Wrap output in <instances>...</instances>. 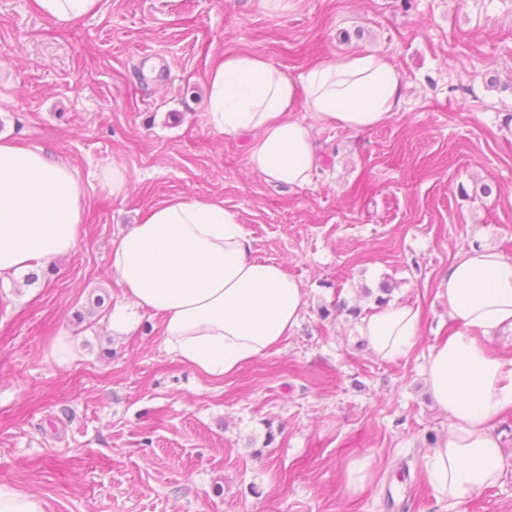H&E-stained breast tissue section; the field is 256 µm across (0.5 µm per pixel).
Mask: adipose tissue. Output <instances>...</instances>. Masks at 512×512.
Masks as SVG:
<instances>
[{"label": "adipose tissue", "mask_w": 512, "mask_h": 512, "mask_svg": "<svg viewBox=\"0 0 512 512\" xmlns=\"http://www.w3.org/2000/svg\"><path fill=\"white\" fill-rule=\"evenodd\" d=\"M101 0H35L60 25L100 9ZM209 126L246 137L250 171L273 186L304 189L320 166L315 128L372 129L401 111L405 84L384 55L322 56L300 77L250 52L220 56L207 72ZM86 199L76 170L44 148L0 137V277L71 254ZM111 269L123 288L114 333L140 312L163 315L164 350L221 379L280 348L297 326L307 292L277 262L257 257L236 213L217 197L179 196L147 211L112 240ZM437 296L457 324L435 345L424 382L448 416L423 464L438 501L461 505L504 470L494 422L512 407V356L485 338L512 330V257L480 244L462 248ZM360 336L382 361L407 357L421 336L419 306L394 302L361 318Z\"/></svg>", "instance_id": "ef3b65f1"}]
</instances>
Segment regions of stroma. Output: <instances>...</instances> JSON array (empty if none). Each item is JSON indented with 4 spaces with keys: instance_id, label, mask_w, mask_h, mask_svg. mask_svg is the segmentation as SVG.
<instances>
[{
    "instance_id": "35a3bbf8",
    "label": "stroma",
    "mask_w": 512,
    "mask_h": 512,
    "mask_svg": "<svg viewBox=\"0 0 512 512\" xmlns=\"http://www.w3.org/2000/svg\"><path fill=\"white\" fill-rule=\"evenodd\" d=\"M350 50L387 56L405 103L371 130L318 129L311 187L265 183L243 139L209 126L224 53L297 76ZM0 135L70 164L87 201L70 255L27 288L0 279V483L46 512H447L422 469L448 430L422 366L451 329L435 295L457 252L512 256V0H102L69 26L0 0ZM115 163L120 198L102 182ZM173 196L223 199L308 293L280 349L221 380L163 350L162 315L109 328L112 238ZM385 283L424 312L395 362L350 313ZM60 336L77 348L66 365L50 355ZM496 431L505 472L463 512H512V408ZM354 461L373 473L361 490L343 477Z\"/></svg>"
}]
</instances>
